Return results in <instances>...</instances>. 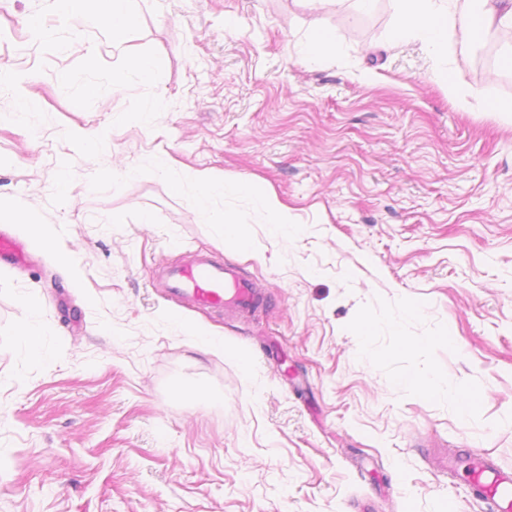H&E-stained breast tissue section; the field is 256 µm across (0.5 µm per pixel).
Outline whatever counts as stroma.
<instances>
[{"label": "stroma", "instance_id": "stroma-1", "mask_svg": "<svg viewBox=\"0 0 512 512\" xmlns=\"http://www.w3.org/2000/svg\"><path fill=\"white\" fill-rule=\"evenodd\" d=\"M135 7L117 51L87 13L0 0V76L28 102L0 113V225L36 255L0 266V512H493L442 464L512 470V123L461 109L426 48L391 41L394 0ZM318 31L336 55L307 56ZM130 55L156 71L128 74ZM448 65L512 101V71L462 33ZM201 251L269 306L170 300L160 273ZM409 373L474 392L473 416L399 388Z\"/></svg>", "mask_w": 512, "mask_h": 512}]
</instances>
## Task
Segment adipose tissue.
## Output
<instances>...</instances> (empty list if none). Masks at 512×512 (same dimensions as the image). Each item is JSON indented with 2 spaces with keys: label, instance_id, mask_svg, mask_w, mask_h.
<instances>
[{
  "label": "adipose tissue",
  "instance_id": "1",
  "mask_svg": "<svg viewBox=\"0 0 512 512\" xmlns=\"http://www.w3.org/2000/svg\"><path fill=\"white\" fill-rule=\"evenodd\" d=\"M95 21L112 32L114 45H121L134 27L136 15L132 0H96ZM398 14L391 38H413L428 47L436 58L448 52L449 31L470 36L491 27H512V5L504 0H397Z\"/></svg>",
  "mask_w": 512,
  "mask_h": 512
}]
</instances>
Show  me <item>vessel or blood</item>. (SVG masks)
I'll return each mask as SVG.
<instances>
[{"mask_svg": "<svg viewBox=\"0 0 512 512\" xmlns=\"http://www.w3.org/2000/svg\"><path fill=\"white\" fill-rule=\"evenodd\" d=\"M23 246L0 231V263L22 264ZM165 288L176 302L200 310H230L249 314L261 308L265 297L254 281L237 266L206 254H195L171 265ZM470 482L475 490L495 504L497 512H512V473L475 461L470 465Z\"/></svg>", "mask_w": 512, "mask_h": 512, "instance_id": "vessel-or-blood-1", "label": "vessel or blood"}]
</instances>
